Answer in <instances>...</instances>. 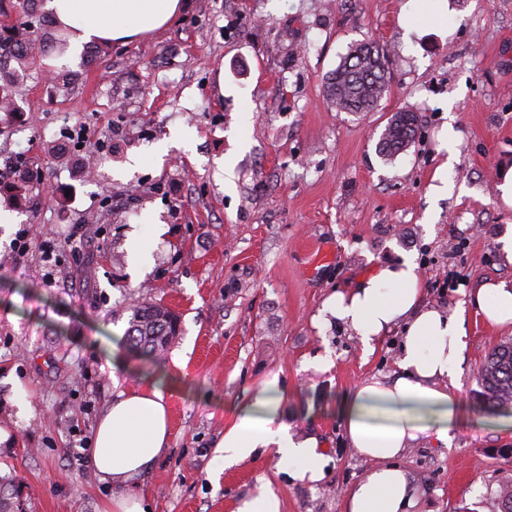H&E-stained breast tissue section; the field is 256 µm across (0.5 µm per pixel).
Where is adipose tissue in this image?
I'll return each mask as SVG.
<instances>
[{
  "label": "adipose tissue",
  "mask_w": 512,
  "mask_h": 512,
  "mask_svg": "<svg viewBox=\"0 0 512 512\" xmlns=\"http://www.w3.org/2000/svg\"><path fill=\"white\" fill-rule=\"evenodd\" d=\"M54 22L68 33L73 52L84 46L129 43L167 27L184 0H47ZM473 300L496 326L512 325V285L486 282ZM318 326L346 327L362 354L395 324L405 326L398 369L360 384L339 412L351 448L372 461V469L348 494L346 512H413L417 490L394 460L421 438L448 440L455 416L449 381L462 371L466 329L462 315H448L422 301V277L413 257L377 265L353 287L324 299L314 318ZM276 380L265 383L255 406L240 410L217 444L215 462L225 469L249 459L256 449H273L280 465L298 480L325 478L328 458L319 439L300 437L280 419ZM167 389L153 382L120 392L94 432L90 468L115 486L111 512H145L128 482L149 472L168 446Z\"/></svg>",
  "instance_id": "ef3b65f1"
}]
</instances>
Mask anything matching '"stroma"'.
<instances>
[{
    "instance_id": "stroma-1",
    "label": "stroma",
    "mask_w": 512,
    "mask_h": 512,
    "mask_svg": "<svg viewBox=\"0 0 512 512\" xmlns=\"http://www.w3.org/2000/svg\"><path fill=\"white\" fill-rule=\"evenodd\" d=\"M407 2L185 0L167 28L100 56L36 55L19 95L25 121L0 120V169L20 155L42 173L0 223V474L15 475L27 512H105L111 487L72 447L119 392L159 378L169 383L168 448L137 480L151 512H236L263 490L280 512H345L371 464L348 445L339 406L362 380L396 371L404 329L365 356L313 318L331 293L405 255L424 302L463 312L467 336L447 443L422 440L396 463L418 512H500L512 419L484 411L476 391L512 327L489 325L472 292L512 285V203L502 196L512 179V0H447V17L411 30L401 25ZM359 42L385 51L389 90L373 111L340 112L323 82ZM64 68L79 80L62 96L45 77ZM403 109L419 115L415 141L384 159L379 138ZM449 124L459 133L453 188L436 196ZM78 128L87 151L112 150L91 183L53 151ZM153 224L163 227L154 239ZM75 228L77 266L61 246ZM22 229L56 243L52 273L37 248L13 255ZM138 301L181 317L153 364L124 347ZM273 377L283 420L324 445L323 481L289 477L267 448L212 466L236 410Z\"/></svg>"
}]
</instances>
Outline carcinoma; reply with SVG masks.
<instances>
[{
    "label": "carcinoma",
    "instance_id": "carcinoma-1",
    "mask_svg": "<svg viewBox=\"0 0 512 512\" xmlns=\"http://www.w3.org/2000/svg\"><path fill=\"white\" fill-rule=\"evenodd\" d=\"M38 0H18L4 7L0 0V15L10 23L0 26V60L14 62V67L0 66V112L8 121L23 115L18 104V89L24 81L32 52L64 54L68 49L65 38L48 30ZM389 89V73L382 49L371 42L349 47L336 69L324 81V96L346 112H370ZM418 116L411 110L396 113L379 139V153L390 159L406 151L416 136ZM42 173L31 167L23 157L9 161L7 174L0 173V196L8 207H18L25 201L31 187ZM126 344L148 359L163 354L179 334L180 318L161 303H141L132 308ZM477 397L492 412L512 415V343L494 349L485 359L478 378ZM15 481L0 477V512H22Z\"/></svg>",
    "mask_w": 512,
    "mask_h": 512
}]
</instances>
